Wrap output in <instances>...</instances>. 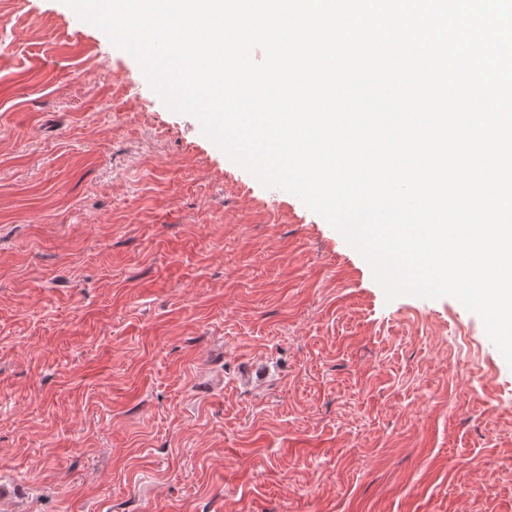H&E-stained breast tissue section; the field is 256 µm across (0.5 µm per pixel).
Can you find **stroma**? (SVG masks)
I'll return each mask as SVG.
<instances>
[{
	"instance_id": "1",
	"label": "stroma",
	"mask_w": 512,
	"mask_h": 512,
	"mask_svg": "<svg viewBox=\"0 0 512 512\" xmlns=\"http://www.w3.org/2000/svg\"><path fill=\"white\" fill-rule=\"evenodd\" d=\"M0 483L13 512H512V367L63 0H0Z\"/></svg>"
}]
</instances>
